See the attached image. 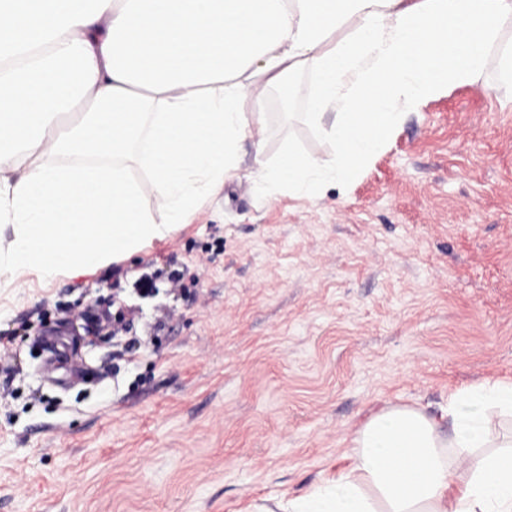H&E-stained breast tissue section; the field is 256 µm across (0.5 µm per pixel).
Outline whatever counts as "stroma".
<instances>
[{"mask_svg": "<svg viewBox=\"0 0 512 512\" xmlns=\"http://www.w3.org/2000/svg\"><path fill=\"white\" fill-rule=\"evenodd\" d=\"M309 72L263 157L329 160ZM241 177L131 259L0 288V512H251L343 470L373 415L512 381V85L407 112L346 184ZM99 335H91L93 326Z\"/></svg>", "mask_w": 512, "mask_h": 512, "instance_id": "obj_1", "label": "stroma"}]
</instances>
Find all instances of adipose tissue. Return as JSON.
<instances>
[{
	"mask_svg": "<svg viewBox=\"0 0 512 512\" xmlns=\"http://www.w3.org/2000/svg\"><path fill=\"white\" fill-rule=\"evenodd\" d=\"M512 0H0V281L94 270L167 236L202 192L263 145L255 103L303 70L305 114L329 164L291 151L256 161V185L346 183L407 111L468 83L501 51L512 85ZM150 185L129 181L131 143ZM170 219L156 223L146 191ZM512 382L448 398L450 432L392 407L353 438L348 468L284 512H512Z\"/></svg>",
	"mask_w": 512,
	"mask_h": 512,
	"instance_id": "ef3b65f1",
	"label": "adipose tissue"
}]
</instances>
